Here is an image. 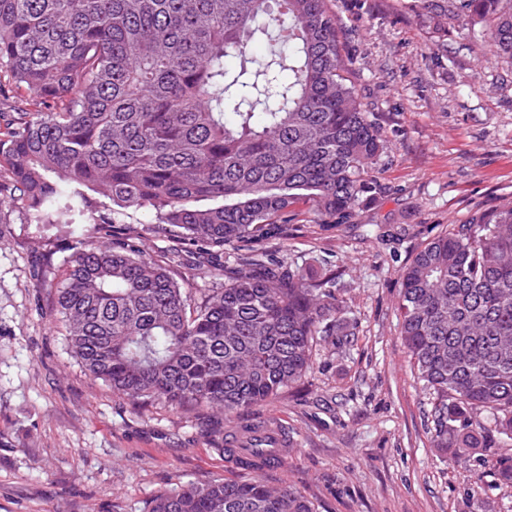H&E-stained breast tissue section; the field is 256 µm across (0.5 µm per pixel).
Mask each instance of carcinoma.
Here are the masks:
<instances>
[{"label": "carcinoma", "instance_id": "cac0c4a2", "mask_svg": "<svg viewBox=\"0 0 512 512\" xmlns=\"http://www.w3.org/2000/svg\"><path fill=\"white\" fill-rule=\"evenodd\" d=\"M472 21L512 58V0H411ZM266 37L261 58L250 42ZM330 0H0V241L15 204L39 234L70 228L55 306L85 373L141 405L226 419L304 381L313 347L352 346L336 277L267 258L306 203L344 224L384 142L346 76ZM109 206L92 231L73 228ZM129 209L181 229L224 284L139 248ZM401 336L431 396L432 447L479 454L512 487V202L418 251L400 283ZM147 512H313L291 486L179 485Z\"/></svg>", "mask_w": 512, "mask_h": 512}]
</instances>
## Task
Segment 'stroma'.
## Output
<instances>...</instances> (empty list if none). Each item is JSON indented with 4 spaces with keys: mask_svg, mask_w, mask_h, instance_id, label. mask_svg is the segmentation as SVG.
I'll return each instance as SVG.
<instances>
[{
    "mask_svg": "<svg viewBox=\"0 0 512 512\" xmlns=\"http://www.w3.org/2000/svg\"><path fill=\"white\" fill-rule=\"evenodd\" d=\"M332 5L348 77L385 142L378 188L346 224L299 206L288 240H270L266 253L335 274L352 346H317L303 384L238 422L139 407L84 373L38 285L60 279L70 240L46 245L12 222L0 243V512H143L177 485L248 477L297 488L316 512H512V487L495 486L480 456L432 447L428 394L398 309L401 274L419 250L512 200V59L467 26L440 32L409 0ZM144 247L194 287L223 282L170 226L146 234ZM244 423L278 428L287 458L237 466L223 447Z\"/></svg>",
    "mask_w": 512,
    "mask_h": 512,
    "instance_id": "obj_1",
    "label": "stroma"
}]
</instances>
